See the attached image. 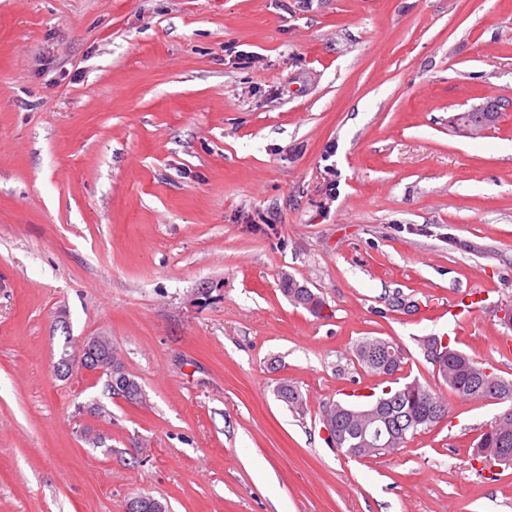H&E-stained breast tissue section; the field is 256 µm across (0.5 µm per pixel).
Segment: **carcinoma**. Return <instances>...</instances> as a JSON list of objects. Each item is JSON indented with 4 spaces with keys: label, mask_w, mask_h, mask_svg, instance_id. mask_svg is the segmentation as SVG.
I'll list each match as a JSON object with an SVG mask.
<instances>
[{
    "label": "carcinoma",
    "mask_w": 512,
    "mask_h": 512,
    "mask_svg": "<svg viewBox=\"0 0 512 512\" xmlns=\"http://www.w3.org/2000/svg\"><path fill=\"white\" fill-rule=\"evenodd\" d=\"M280 290L288 300L303 307L315 317L323 316L325 303L323 299L311 289L302 287L299 281L288 277L280 281ZM398 348L389 341L380 338H366L355 345L354 354L358 362L373 375H393L401 370V366L387 368L386 361L390 360L391 353ZM482 364L452 346L448 347V359L439 370V375L446 385L457 395L474 400H484L491 392L502 403L509 404V408L500 413L502 422L496 430L483 431L477 438L474 446V458L494 456L498 448H512V380L500 375L492 374L487 377L482 373ZM276 396L288 407L298 409L301 406V395L298 389L282 382L276 389ZM374 408L378 419L372 423L360 415V412ZM448 413V406L439 397L437 392L429 386L417 384V389L406 390L401 386L388 392H383L366 402L361 407H353L340 401L325 405L322 416L336 421L337 448L346 449L350 457H370L386 454L393 448H404L408 438L414 432L406 428H395L384 439L373 444L366 443L368 428L377 425L381 428L386 423L397 421L406 423L433 415L434 412Z\"/></svg>",
    "instance_id": "carcinoma-1"
}]
</instances>
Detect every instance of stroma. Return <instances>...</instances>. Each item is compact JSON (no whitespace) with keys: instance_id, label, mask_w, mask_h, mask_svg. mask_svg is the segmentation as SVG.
<instances>
[{"instance_id":"stroma-1","label":"stroma","mask_w":512,"mask_h":512,"mask_svg":"<svg viewBox=\"0 0 512 512\" xmlns=\"http://www.w3.org/2000/svg\"><path fill=\"white\" fill-rule=\"evenodd\" d=\"M489 99L494 128L452 127ZM509 306L512 0H0V512H512V468L472 458L502 405L418 345L512 379ZM98 333L145 402L57 376ZM375 337L397 374L355 359ZM413 380L445 420L368 460L327 443L326 403ZM303 286L305 285L300 284V282L293 277H288L280 281V290L290 302L303 307L315 317H323L325 309L323 299L310 288Z\"/></svg>"}]
</instances>
